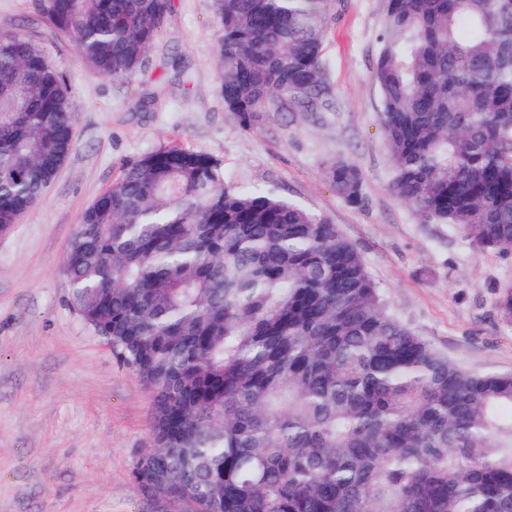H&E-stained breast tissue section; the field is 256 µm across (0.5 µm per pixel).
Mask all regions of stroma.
I'll return each instance as SVG.
<instances>
[{"label": "stroma", "mask_w": 512, "mask_h": 512, "mask_svg": "<svg viewBox=\"0 0 512 512\" xmlns=\"http://www.w3.org/2000/svg\"><path fill=\"white\" fill-rule=\"evenodd\" d=\"M385 0H330V111L271 109L253 128L226 111L214 0H173L146 66L102 77L30 0H0V32L32 35L63 72L75 146L44 197L0 232V512H163L132 478L151 445L153 399L69 306L63 259L83 211L132 161L179 147L221 162L224 182L265 186L337 224L393 315L467 371L512 373V253L422 222L390 189L392 162L372 81ZM353 164L362 201L325 176Z\"/></svg>", "instance_id": "obj_1"}]
</instances>
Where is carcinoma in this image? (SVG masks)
I'll return each instance as SVG.
<instances>
[{
    "label": "carcinoma",
    "mask_w": 512,
    "mask_h": 512,
    "mask_svg": "<svg viewBox=\"0 0 512 512\" xmlns=\"http://www.w3.org/2000/svg\"><path fill=\"white\" fill-rule=\"evenodd\" d=\"M224 105L318 112L329 0H215ZM98 74L145 67L172 0H32ZM373 81L390 189L512 251V0H386ZM64 75L0 33V227L73 150ZM327 179L361 202L358 169ZM70 305L154 399L135 481L187 512H512V373L466 372L398 320L337 225L221 164L145 154L81 215Z\"/></svg>",
    "instance_id": "carcinoma-1"
}]
</instances>
